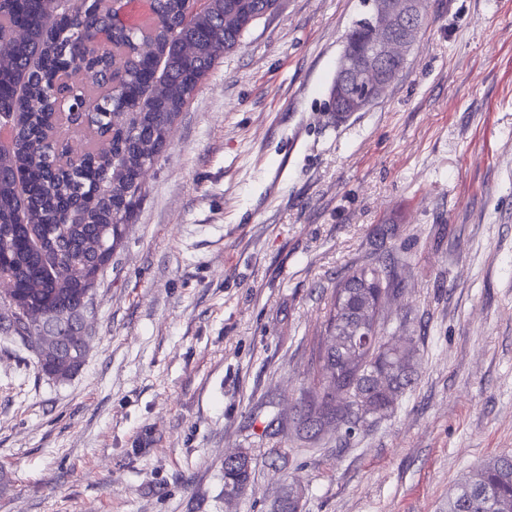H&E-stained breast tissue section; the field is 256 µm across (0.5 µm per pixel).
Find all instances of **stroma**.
I'll use <instances>...</instances> for the list:
<instances>
[{
  "label": "stroma",
  "instance_id": "1",
  "mask_svg": "<svg viewBox=\"0 0 512 512\" xmlns=\"http://www.w3.org/2000/svg\"><path fill=\"white\" fill-rule=\"evenodd\" d=\"M368 0H278L173 124L56 382L0 332V512H448L512 452V0H427L403 71L337 122ZM402 284L413 381L353 430L303 423L336 284ZM254 459L224 487V461Z\"/></svg>",
  "mask_w": 512,
  "mask_h": 512
}]
</instances>
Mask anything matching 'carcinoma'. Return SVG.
Segmentation results:
<instances>
[{
	"mask_svg": "<svg viewBox=\"0 0 512 512\" xmlns=\"http://www.w3.org/2000/svg\"><path fill=\"white\" fill-rule=\"evenodd\" d=\"M275 0H211L192 26L183 17L191 0H153L150 15L137 27L112 22L122 8L116 0H85L82 11L67 13L61 0H27L23 13L13 0H0V121L13 122L19 135L13 149L0 153V277L28 320V336L12 334L16 313L0 304V329L36 358L38 371L63 382L83 366L81 298L94 286L97 266L112 257L126 237L131 217L146 190L143 165L159 159L166 135L208 72L233 49L244 25L261 18ZM48 14L60 17L43 27ZM37 53L42 65L27 66ZM162 57L163 81L143 96L132 124L123 109L143 85L150 59ZM27 78L28 92L15 100L12 81ZM87 146L83 159L70 158L75 136ZM27 185L20 206L9 176ZM380 272L385 291L400 287L385 266H365L348 278ZM380 289H334L326 339L315 371L323 394L312 399L304 422H359L360 411L338 408L336 392L347 385L346 401L380 413L393 407L412 382L416 349L392 347L383 338L366 346L355 335L359 319L374 308ZM65 312L58 329L61 352L33 345L40 335L36 314ZM248 460L224 465V485L246 484ZM448 512H512V456L482 464L475 477L448 495Z\"/></svg>",
	"mask_w": 512,
	"mask_h": 512,
	"instance_id": "1",
	"label": "carcinoma"
}]
</instances>
